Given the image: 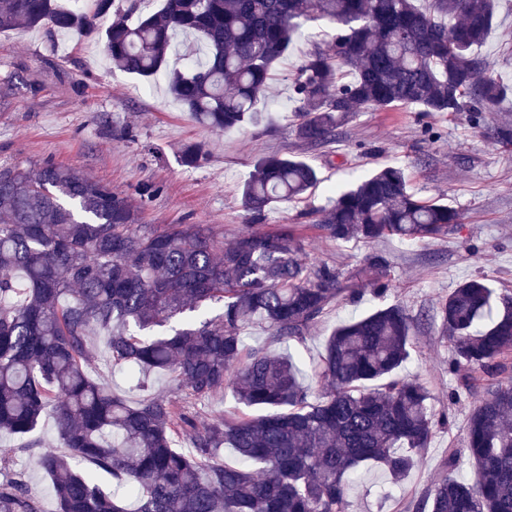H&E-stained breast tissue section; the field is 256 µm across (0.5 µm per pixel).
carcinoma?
Here are the masks:
<instances>
[{"instance_id": "carcinoma-1", "label": "carcinoma", "mask_w": 512, "mask_h": 512, "mask_svg": "<svg viewBox=\"0 0 512 512\" xmlns=\"http://www.w3.org/2000/svg\"><path fill=\"white\" fill-rule=\"evenodd\" d=\"M114 2L83 11L0 0V31L85 35L107 20L101 38L114 68L165 75L172 97L222 133L259 123L278 63L307 24L323 22L331 32L291 79L302 145L333 141L357 112L398 104L425 116L466 112L490 140L512 145V124L487 120L506 84L479 51L496 0H162L135 20L137 0L124 12ZM179 34L196 54L177 68ZM181 158L198 167L208 152L188 145ZM319 183L297 155L257 159L241 189L251 226L226 244L199 224L142 228L125 198L76 168L0 167V430L38 448L30 435L53 419L60 448L41 452L38 465L55 512H348V482L362 467L375 463L394 479L414 467L446 417L422 382L400 376L416 319L387 301L388 258L367 254L342 270L310 257L292 227L254 228L272 204ZM318 215L336 241L420 243L462 223L447 202L416 197L395 166L336 191ZM368 291L381 304L327 337L313 401L292 356L245 342L250 323L274 341L300 340ZM212 304L222 312L208 315ZM436 318L449 372L477 374L484 387L463 448L412 512H512V383L500 380L512 367V297L476 275L441 297ZM93 336L137 379L145 395L136 403L92 377ZM159 372L172 377L174 396L149 391ZM227 392L254 413L203 419L202 405ZM226 448L238 462L219 461ZM463 457L473 483L453 475ZM98 472L112 475L113 490L96 483ZM0 512H40L24 473L0 475Z\"/></svg>"}]
</instances>
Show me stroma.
Listing matches in <instances>:
<instances>
[{"label": "stroma", "instance_id": "stroma-1", "mask_svg": "<svg viewBox=\"0 0 512 512\" xmlns=\"http://www.w3.org/2000/svg\"><path fill=\"white\" fill-rule=\"evenodd\" d=\"M308 48L300 42L277 66L264 107L271 127L247 125L218 134L171 97L165 79L147 84L113 68L98 35L64 37L44 27L0 32V164L32 169L51 161L77 168L131 200L139 223L200 224L227 241L248 224L240 186L257 157L297 155L315 167L320 185L303 201L273 204L264 227H296L311 257L343 269L366 254H386L395 282L391 299L419 317L404 373L427 385L435 413L446 415L448 423L434 429L418 464L400 483L384 469L368 467L348 494V512H408L410 501L438 480L450 449L460 447L470 409L483 393L480 381L449 374L450 343L433 318L436 304L475 274L512 296V150L491 144L467 113L432 121L403 105L358 113L334 141L306 147L293 132L290 81ZM482 51L494 75L509 86L494 118L512 121V0H500L497 24ZM190 142L209 150L200 167L180 160L181 146ZM381 165L406 167L417 196L457 208L463 217L457 230L418 244L326 238L316 210L328 205L336 187ZM146 185L156 192L144 199L139 191ZM377 304L369 293L357 303L341 304L304 342L276 350L292 353L310 369L339 323ZM452 390L458 393L453 402ZM35 435L40 448L56 447L51 418L41 420ZM40 448L24 447L22 439L0 431V465L24 471L41 512H54L52 485L36 464Z\"/></svg>", "mask_w": 512, "mask_h": 512}]
</instances>
